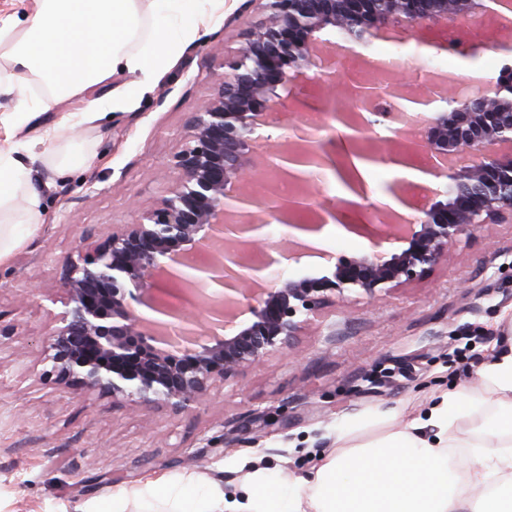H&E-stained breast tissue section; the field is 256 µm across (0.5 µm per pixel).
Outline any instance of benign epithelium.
Instances as JSON below:
<instances>
[{
  "mask_svg": "<svg viewBox=\"0 0 512 512\" xmlns=\"http://www.w3.org/2000/svg\"><path fill=\"white\" fill-rule=\"evenodd\" d=\"M259 18L224 51V72L214 74L216 92L189 113L177 132L173 177L156 205L138 212L92 250L77 251L66 266L57 326L46 339V375L74 390L98 391L137 405L161 404L173 413L203 404L212 385L231 372L263 362L288 348L317 312L350 293L369 297L420 278L460 236L512 218V80H498L486 93L442 94L415 99L442 102L416 143L400 154L428 153L427 174L453 173L444 201L423 203L401 193L411 212L380 211L386 223L364 226L371 250L339 259L328 276L291 278L261 264L252 249L264 241L250 232L273 223L288 229L299 261L317 252L296 230L319 231L336 211L301 220L300 208L279 207L253 215L252 184L264 175L253 148L277 119L285 101L305 93L292 76L314 62L320 34L337 33L352 55L386 34L392 23L412 32L431 18L448 17V0H258ZM500 11L480 0H456L454 13ZM337 120L362 140L373 121L365 112H337ZM498 152L484 154L488 147ZM273 157L321 167L317 148L287 137ZM406 247L387 254L383 243ZM248 312L252 320L238 321Z\"/></svg>",
  "mask_w": 512,
  "mask_h": 512,
  "instance_id": "benign-epithelium-1",
  "label": "benign epithelium"
}]
</instances>
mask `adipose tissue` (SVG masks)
I'll use <instances>...</instances> for the list:
<instances>
[{
	"mask_svg": "<svg viewBox=\"0 0 512 512\" xmlns=\"http://www.w3.org/2000/svg\"><path fill=\"white\" fill-rule=\"evenodd\" d=\"M143 13L141 0H38L33 16L0 18V43L9 42L11 68L0 71V87L37 78L46 92L36 110L0 116V134L12 138L38 112L62 98H79L117 71L152 86L161 64L177 44L196 36L200 22L180 14V0H154ZM164 26V41L144 33L145 22ZM33 168L14 148L0 145V211L18 193L28 205L0 218V265L40 231L39 195ZM494 410L486 431L456 426L471 402L468 386L441 394L425 416L382 427L359 422L336 436V446L310 476L271 479L256 468L244 478V496L208 494L188 500L183 486L148 481L90 512H118L127 499L158 500L169 512H512V348L478 371Z\"/></svg>",
	"mask_w": 512,
	"mask_h": 512,
	"instance_id": "ef3b65f1",
	"label": "adipose tissue"
}]
</instances>
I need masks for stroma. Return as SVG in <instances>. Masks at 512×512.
<instances>
[{
    "instance_id": "35a3bbf8",
    "label": "stroma",
    "mask_w": 512,
    "mask_h": 512,
    "mask_svg": "<svg viewBox=\"0 0 512 512\" xmlns=\"http://www.w3.org/2000/svg\"><path fill=\"white\" fill-rule=\"evenodd\" d=\"M206 24L179 44L175 65L158 86L125 111L85 121L64 132L67 116L90 102L132 87L117 72L82 100L60 102L18 130L19 153L44 141L37 160L43 226L0 266V512H87L122 487L163 479L204 494H243L253 467L306 476L333 448L349 416L405 423L438 396L468 384L475 402L457 425L486 428L490 414L476 370L512 346V223L491 224L449 247L419 279L367 297L356 293L324 306L317 324L287 350L226 376L194 411L175 415L162 405H132L110 395L78 393L44 377L45 340L56 323L61 275L78 248H93L112 228L155 205L172 176L173 137L189 112L213 93L225 48L257 20L253 0H192ZM371 55L394 79L433 88L435 73L415 42L400 54L374 45ZM452 91L476 87L474 70L488 80L512 78V57L489 53L475 62L448 61ZM287 103L272 139L312 135L342 159L341 131L330 115L316 124ZM304 186L314 210L334 207L361 225L376 216L377 196L393 178L372 173V192L345 204L333 168L314 170ZM480 342L454 356L463 336ZM120 456H112V449Z\"/></svg>"
}]
</instances>
